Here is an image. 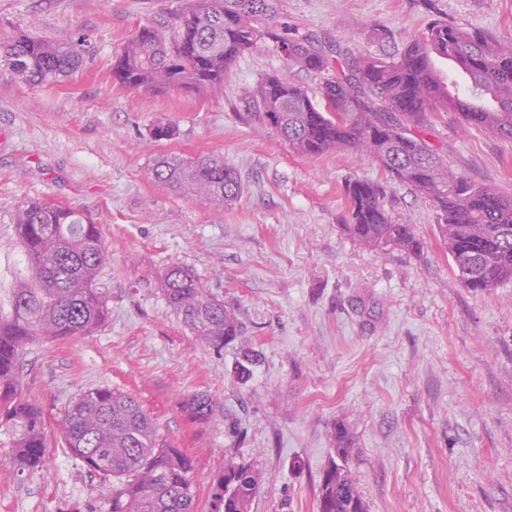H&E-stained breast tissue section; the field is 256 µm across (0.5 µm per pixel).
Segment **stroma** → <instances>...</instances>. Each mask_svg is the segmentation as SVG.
Here are the masks:
<instances>
[{
	"mask_svg": "<svg viewBox=\"0 0 512 512\" xmlns=\"http://www.w3.org/2000/svg\"><path fill=\"white\" fill-rule=\"evenodd\" d=\"M186 0H0V39L82 35L89 61L55 86L0 66V313L26 274L12 223L44 199L80 210L103 233L107 318L88 336L29 345L18 367L43 410L42 466L17 474L0 446V512H107L98 477L72 456L65 410L97 387L134 397L160 435L193 459L197 508L225 458L251 464L262 487L250 512H317L335 425L369 512H512V282L464 287L436 236L435 210L371 158L296 155L242 95L276 73L317 95L320 79L288 66L272 43L238 57L222 93L123 88L112 64L140 26L172 38ZM435 19L512 44V0H281L276 24L357 53H398ZM173 124L154 141V124ZM451 169L512 196V139L436 113L422 134ZM213 154L242 194L215 207L148 176L158 155ZM386 186L385 207L423 248L367 250L345 231L344 185ZM192 268L239 310L245 330L214 349L162 293L166 269ZM260 354L249 376L235 368ZM210 419L181 409L195 394Z\"/></svg>",
	"mask_w": 512,
	"mask_h": 512,
	"instance_id": "obj_1",
	"label": "stroma"
}]
</instances>
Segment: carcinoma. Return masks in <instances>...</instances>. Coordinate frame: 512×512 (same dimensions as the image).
I'll list each match as a JSON object with an SVG mask.
<instances>
[{"instance_id": "obj_1", "label": "carcinoma", "mask_w": 512, "mask_h": 512, "mask_svg": "<svg viewBox=\"0 0 512 512\" xmlns=\"http://www.w3.org/2000/svg\"><path fill=\"white\" fill-rule=\"evenodd\" d=\"M277 2L188 0L172 40L154 28H140L114 61L112 76L130 89L180 87L201 97L222 89L235 60L261 42L288 48L283 55L288 64L323 76V104L276 75L260 79L244 95L291 150L303 157L349 149L365 154L432 202L439 243L465 287L488 291L512 281V197L453 171L422 137L411 134L431 113L455 109L441 76L428 66L437 56L456 59L470 73L473 100L493 101L477 112L459 111L464 120L511 139L512 48L479 30L438 20L393 56L352 54L339 45L326 49L286 26H267ZM331 53L343 58L333 74ZM89 54L88 42L67 31L53 39L20 32L0 41V61L25 84L59 82ZM150 177L218 207L236 201L242 189L237 171L214 155H163ZM345 195V228L355 244L421 250L410 222L395 221L386 210L384 184L353 179ZM13 224L29 276L12 289L10 315L0 316V434L12 448L14 468L30 473L44 459L45 420L41 408L23 395L17 365L29 344L88 336L104 321L107 298L98 277L108 253L98 226L63 204L25 201ZM162 292L183 324L208 345L221 349L241 335L234 306L208 292L191 269L170 266ZM182 409L203 421L214 405L209 397L194 395ZM62 433L74 456L103 480L108 512H197L192 459L159 435L152 417L130 395L107 387L84 392L65 411ZM335 445L336 458L320 476L318 512H368L349 474L350 437L342 426L336 428ZM259 491L250 466L228 462L212 478L207 512H250Z\"/></svg>"}]
</instances>
